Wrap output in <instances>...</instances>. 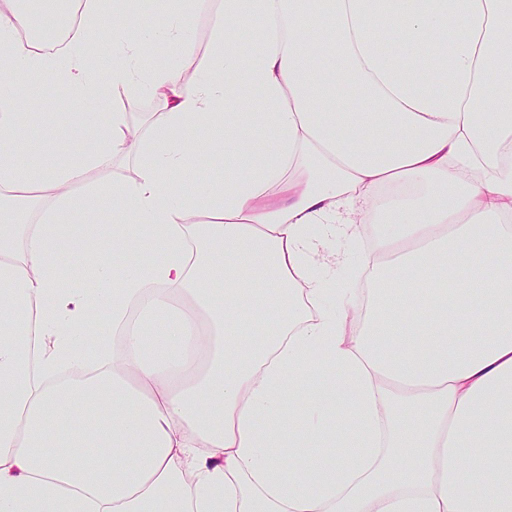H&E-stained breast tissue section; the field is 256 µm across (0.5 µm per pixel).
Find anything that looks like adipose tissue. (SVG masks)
<instances>
[{
    "label": "adipose tissue",
    "instance_id": "ef3b65f1",
    "mask_svg": "<svg viewBox=\"0 0 512 512\" xmlns=\"http://www.w3.org/2000/svg\"><path fill=\"white\" fill-rule=\"evenodd\" d=\"M207 2L134 42L84 0L51 52L0 0V512H512V0H223L184 83L150 48L194 55ZM42 84L93 141L22 109ZM209 147L223 184L179 187ZM220 20V4L216 3L213 9L200 13L195 21V28L193 32L194 42L197 46L198 60L205 54L209 44L211 31L214 25ZM114 95L112 97V93ZM110 91L111 106L121 112H133L134 118L138 121L136 128L137 132L141 135L145 134L148 130L147 120L152 112H159L162 104L152 96L144 94H130L124 89H116ZM127 99L130 107L127 108L123 104V100Z\"/></svg>",
    "mask_w": 512,
    "mask_h": 512
}]
</instances>
